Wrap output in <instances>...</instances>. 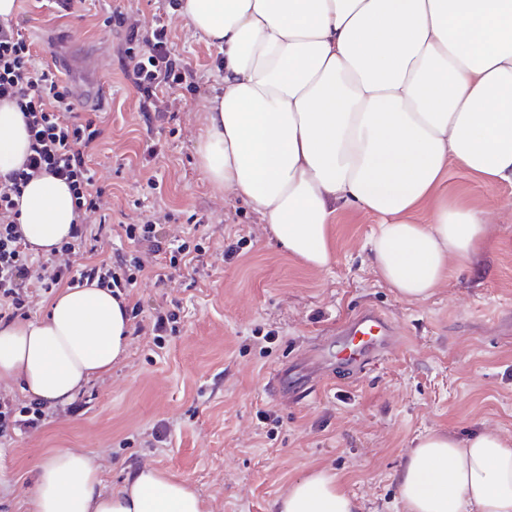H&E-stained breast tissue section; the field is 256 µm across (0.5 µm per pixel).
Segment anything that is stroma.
<instances>
[{"mask_svg": "<svg viewBox=\"0 0 512 512\" xmlns=\"http://www.w3.org/2000/svg\"><path fill=\"white\" fill-rule=\"evenodd\" d=\"M117 9L143 34L164 21L173 53L197 74L199 92L164 118L141 112L124 75L128 29L111 22ZM13 21L39 60L49 44L75 41L97 56L102 93L82 109L100 117L93 166L112 193L109 226L167 213V236L200 224L204 250L198 268L130 288L142 330L111 372L91 381L78 414L58 407L37 431L0 439V512H31L35 475L59 449L91 457L109 488L137 468L160 470L194 488L206 512H272L288 485L315 469L335 474L362 512H402L396 476L417 438L436 430L512 438L511 185L490 189L449 167L444 192L488 212L481 253L475 267L451 263L430 298L410 302L373 270L378 217L338 212L334 260L317 270L289 255L240 198L209 183L195 143L222 87L221 51L173 0H80L70 14L54 0H18ZM365 308L390 316L397 346L350 381L332 367L315 371L311 353ZM157 309L177 315L175 333L159 342L148 330ZM283 369L302 380L319 373L320 391L305 401L273 395L270 381Z\"/></svg>", "mask_w": 512, "mask_h": 512, "instance_id": "35a3bbf8", "label": "stroma"}]
</instances>
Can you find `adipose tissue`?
Returning a JSON list of instances; mask_svg holds the SVG:
<instances>
[{"label": "adipose tissue", "mask_w": 512, "mask_h": 512, "mask_svg": "<svg viewBox=\"0 0 512 512\" xmlns=\"http://www.w3.org/2000/svg\"><path fill=\"white\" fill-rule=\"evenodd\" d=\"M195 32L224 51L223 90L196 142L210 183L243 197L289 254L315 269L334 254L342 207L377 215V276L428 299L450 261L472 262L486 217L440 191L457 165L512 185V0H182ZM28 150L22 116L0 102V174ZM21 228L50 254L74 219L67 185L31 180ZM428 211L426 223L415 216ZM130 332L126 299L96 285L62 289L46 314L0 323V381L66 407L111 371ZM404 512H512V439L420 437L397 476ZM275 512H360L336 476L313 471ZM32 512H203L187 483L150 467L106 489L86 455L61 449L39 468Z\"/></svg>", "instance_id": "1"}]
</instances>
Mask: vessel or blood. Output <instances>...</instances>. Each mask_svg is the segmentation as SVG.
Instances as JSON below:
<instances>
[{"label":"vessel or blood","mask_w":512,"mask_h":512,"mask_svg":"<svg viewBox=\"0 0 512 512\" xmlns=\"http://www.w3.org/2000/svg\"><path fill=\"white\" fill-rule=\"evenodd\" d=\"M64 66L79 76L74 84L77 96L84 100L94 97L98 84L91 54L84 51L72 53L65 58ZM343 334L347 343L345 349L334 353L326 348L318 352L317 357L324 363L336 361L355 377L387 352L394 341L395 327L385 313L365 310L344 326Z\"/></svg>","instance_id":"1"}]
</instances>
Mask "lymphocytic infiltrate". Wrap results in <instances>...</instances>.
I'll return each instance as SVG.
<instances>
[{"label":"lymphocytic infiltrate","mask_w":512,"mask_h":512,"mask_svg":"<svg viewBox=\"0 0 512 512\" xmlns=\"http://www.w3.org/2000/svg\"><path fill=\"white\" fill-rule=\"evenodd\" d=\"M112 18L127 24L121 10H114ZM127 26L125 75L139 96L142 111L166 112L181 91L196 89V74L173 55L165 24H157L144 35L137 25ZM0 101L16 105L29 135V153L21 167L0 175L1 321L27 315L46 293L64 286L95 281L124 293L146 274L161 284L172 270L200 256L202 244L195 232L165 240L161 226L168 218L154 215L138 224L123 225L134 251L97 260L106 243L105 219L111 209V195L91 163V151L102 130L96 118L80 116L67 87L49 66L37 62L32 42L9 21L0 22ZM44 175L68 184L75 214L69 237L46 256L30 252L17 208L27 183ZM81 253L90 255V262L74 265V257ZM45 418V403L19 407L0 397V437L27 433Z\"/></svg>","instance_id":"1"}]
</instances>
